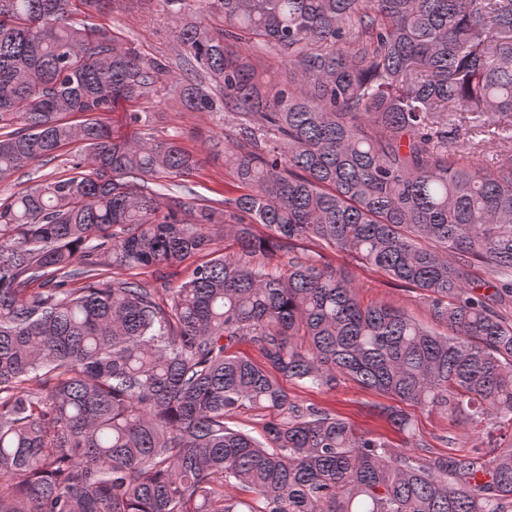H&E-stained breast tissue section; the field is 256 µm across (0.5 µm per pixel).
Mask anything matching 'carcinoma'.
I'll return each mask as SVG.
<instances>
[{
    "mask_svg": "<svg viewBox=\"0 0 512 512\" xmlns=\"http://www.w3.org/2000/svg\"><path fill=\"white\" fill-rule=\"evenodd\" d=\"M109 2L0 0V181L81 145L0 200V512H512V444L411 455L281 383L380 391L411 448L402 403L512 426V0H163L224 88L239 195L216 201L165 200L198 164L177 140L112 136L103 115L142 123L168 68L70 21ZM489 128L500 158L461 162ZM299 243L421 291L445 331L363 304L342 268L269 267ZM196 256L176 288L137 279ZM241 409L259 431L226 424ZM252 55L255 61L260 62L262 67L268 71L272 79L281 81L288 74V66L272 49L266 46H255L252 48ZM78 153V148L71 145L60 150L54 159L44 158L24 165L9 180L0 183V198L21 192L36 180L61 175Z\"/></svg>",
    "mask_w": 512,
    "mask_h": 512,
    "instance_id": "cac0c4a2",
    "label": "carcinoma"
}]
</instances>
